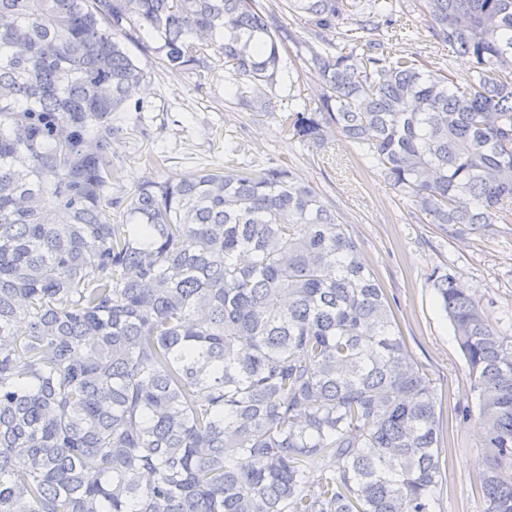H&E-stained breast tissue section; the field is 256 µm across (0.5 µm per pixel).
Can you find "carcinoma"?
<instances>
[{"label":"carcinoma","instance_id":"obj_1","mask_svg":"<svg viewBox=\"0 0 512 512\" xmlns=\"http://www.w3.org/2000/svg\"><path fill=\"white\" fill-rule=\"evenodd\" d=\"M288 10L372 34L308 46L322 92L288 106L292 137L335 127L444 233L512 225V0H418L465 78L374 37L396 0ZM145 34L172 70L214 54L269 89L256 111L287 73L291 33L254 0H0V512H434L435 385L312 186L230 159L108 195ZM433 287L476 395L482 512H512V339L451 269Z\"/></svg>","mask_w":512,"mask_h":512}]
</instances>
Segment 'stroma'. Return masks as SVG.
I'll return each instance as SVG.
<instances>
[{
    "label": "stroma",
    "instance_id": "1",
    "mask_svg": "<svg viewBox=\"0 0 512 512\" xmlns=\"http://www.w3.org/2000/svg\"><path fill=\"white\" fill-rule=\"evenodd\" d=\"M257 2L293 32L295 39L288 42L283 56L299 61L265 112L241 105V98L254 95L249 82H241L238 92H228V71L219 58H212L211 69L205 71H173L155 53L145 51L142 43L129 42L131 56L147 72L140 93L145 109L116 115L117 125L124 129L116 147L122 173L109 194L125 196L143 182L177 180L223 167L230 160L243 167L293 168L335 208L357 240L366 266L387 294L410 354L436 384L442 459L436 512H481L476 485L485 451L475 420L456 413L458 404L474 402L475 395L432 275L441 268L452 269L459 283L480 301L493 327L512 337V225L443 234L436 225L417 220L410 199L393 192L344 136L328 131L323 143L315 146L285 132L282 119L289 99L309 103L320 90L313 72L301 62L306 45L346 52L362 32L357 20L348 19L318 34L305 14L289 11L287 0ZM384 36L398 50L440 67L452 66L459 74H468L472 67L469 57L433 39L411 0L396 13Z\"/></svg>",
    "mask_w": 512,
    "mask_h": 512
}]
</instances>
